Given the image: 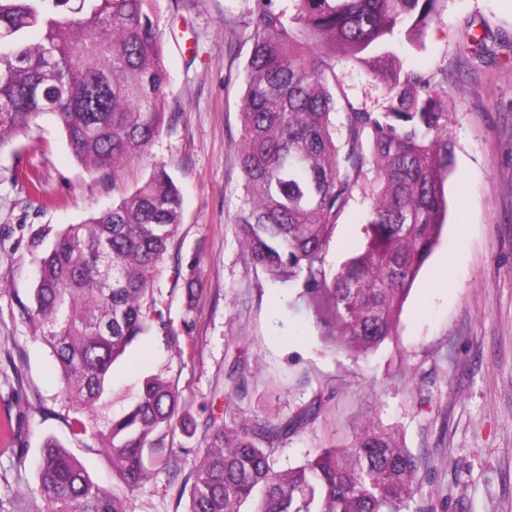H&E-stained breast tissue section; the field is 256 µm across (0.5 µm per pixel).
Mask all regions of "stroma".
Returning <instances> with one entry per match:
<instances>
[{
    "label": "stroma",
    "instance_id": "obj_1",
    "mask_svg": "<svg viewBox=\"0 0 512 512\" xmlns=\"http://www.w3.org/2000/svg\"><path fill=\"white\" fill-rule=\"evenodd\" d=\"M253 0H157L156 23L170 73L171 122L113 173L71 155L56 124L36 120L15 148L0 150V472L31 492L47 438L60 440L98 483L120 489L112 461L92 438L75 440L59 399L56 365L30 333L17 300L34 283L32 228L77 224L165 167L181 189L183 220L164 255L154 294L178 338L152 336L112 370L113 411L159 373L178 394L192 433L167 432L177 449L133 496V512H184V483L211 422L289 419L320 409L279 443L278 468L347 444L370 423L398 430L422 462L412 512H512V0H443L440 15L406 58L448 104L455 164L445 183L446 224L404 305L396 337L353 359L327 350L301 298L256 266L235 222L243 198L239 106L251 52L245 21ZM484 40L474 56L470 35ZM349 98L375 109L384 90L363 69L337 63ZM368 206L354 192L327 259L341 262ZM180 267L193 292L173 285ZM240 362L245 384L224 401ZM25 451L20 470L11 449Z\"/></svg>",
    "mask_w": 512,
    "mask_h": 512
}]
</instances>
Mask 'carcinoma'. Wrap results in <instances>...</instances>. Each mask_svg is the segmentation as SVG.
Instances as JSON below:
<instances>
[{
  "instance_id": "carcinoma-1",
  "label": "carcinoma",
  "mask_w": 512,
  "mask_h": 512,
  "mask_svg": "<svg viewBox=\"0 0 512 512\" xmlns=\"http://www.w3.org/2000/svg\"><path fill=\"white\" fill-rule=\"evenodd\" d=\"M156 0H0V150L47 117L76 161L116 171L145 149L166 119L169 74L154 21ZM254 0L252 50L240 105L244 177L236 218L266 274L304 279L321 337L354 359L397 333L422 266L438 246L445 181L454 164L449 114L397 46L420 45L441 0ZM365 69L385 90L376 110L355 105L338 61ZM370 171H364L365 165ZM370 206L345 259L326 262L337 221L359 181ZM182 220V198L163 167L112 207L79 224H42L27 242L38 262L30 331L49 350L71 435L103 440L122 493L96 484L64 446L42 448L34 512H130L133 493L170 457L145 454L153 435L185 424L160 374L112 413V369L136 341L175 336L153 283ZM244 385L233 365L226 405ZM311 411L271 423L211 425L191 474L186 512H409L421 462L391 428L368 425L346 446L323 448L279 470L275 445Z\"/></svg>"
}]
</instances>
